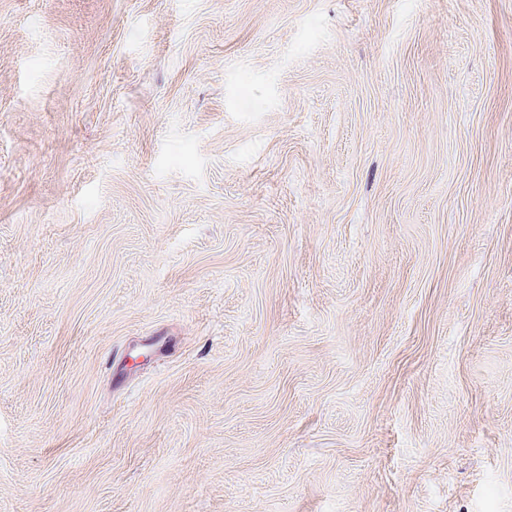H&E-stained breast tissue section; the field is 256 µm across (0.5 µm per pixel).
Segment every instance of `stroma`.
Instances as JSON below:
<instances>
[{
    "label": "stroma",
    "mask_w": 512,
    "mask_h": 512,
    "mask_svg": "<svg viewBox=\"0 0 512 512\" xmlns=\"http://www.w3.org/2000/svg\"><path fill=\"white\" fill-rule=\"evenodd\" d=\"M0 512H512V0H0Z\"/></svg>",
    "instance_id": "1"
}]
</instances>
